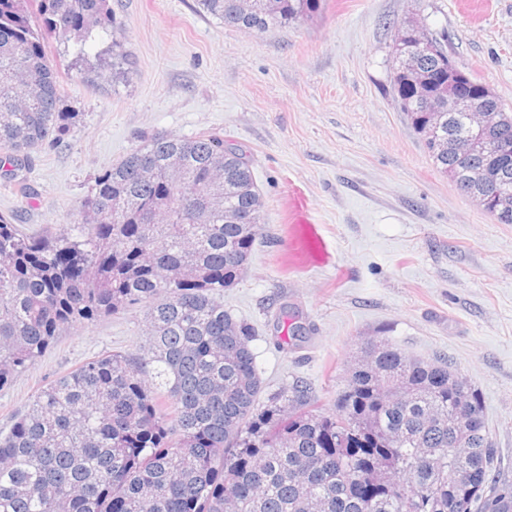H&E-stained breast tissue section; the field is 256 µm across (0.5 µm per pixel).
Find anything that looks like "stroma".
I'll return each mask as SVG.
<instances>
[{
    "instance_id": "stroma-1",
    "label": "stroma",
    "mask_w": 512,
    "mask_h": 512,
    "mask_svg": "<svg viewBox=\"0 0 512 512\" xmlns=\"http://www.w3.org/2000/svg\"><path fill=\"white\" fill-rule=\"evenodd\" d=\"M115 21L89 54L119 43L127 79L76 66L50 41L62 108L77 119L0 177V215L30 232L79 220L98 175L155 135L224 137L248 156L263 231L220 295L254 332L264 394L307 382L325 409L367 340L447 360L481 395L512 485V224H500L435 169L399 108L393 23L448 38L456 66L512 109V0H325L320 14L267 33L224 26L198 0H109ZM323 260L296 253L299 222ZM304 328L282 341L287 318ZM137 305L68 330L0 389V430L42 385L103 351L134 350Z\"/></svg>"
}]
</instances>
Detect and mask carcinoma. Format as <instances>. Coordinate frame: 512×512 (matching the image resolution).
I'll return each instance as SVG.
<instances>
[{
    "instance_id": "carcinoma-1",
    "label": "carcinoma",
    "mask_w": 512,
    "mask_h": 512,
    "mask_svg": "<svg viewBox=\"0 0 512 512\" xmlns=\"http://www.w3.org/2000/svg\"><path fill=\"white\" fill-rule=\"evenodd\" d=\"M224 25L265 33L323 0H199ZM108 0H0V172L11 178L74 112L60 109L46 40L80 44L112 26ZM393 79L420 135L426 104L462 74ZM499 152L464 156L463 112L426 142L436 170L478 199L495 179L512 199V113ZM262 197L245 154L224 138L155 136L99 175L82 223L26 233L0 216V388L57 336L135 304L148 332L41 387L0 435V512H512L491 477L496 448L482 401L446 360L379 345L334 411L303 381L260 400L252 329L224 310L261 234Z\"/></svg>"
}]
</instances>
